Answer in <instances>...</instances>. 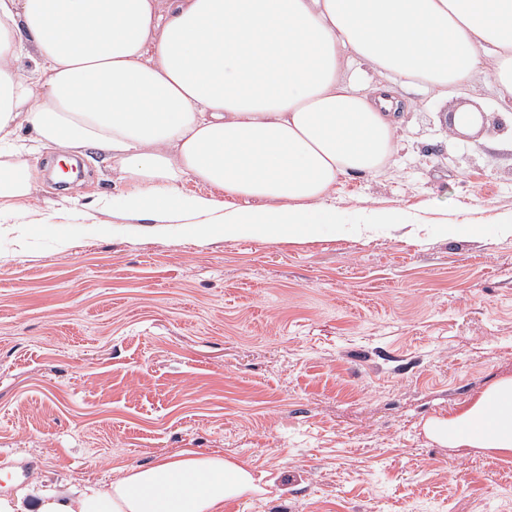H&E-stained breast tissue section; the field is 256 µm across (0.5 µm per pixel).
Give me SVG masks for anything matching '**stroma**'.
<instances>
[{"instance_id":"1","label":"stroma","mask_w":512,"mask_h":512,"mask_svg":"<svg viewBox=\"0 0 512 512\" xmlns=\"http://www.w3.org/2000/svg\"><path fill=\"white\" fill-rule=\"evenodd\" d=\"M403 147L335 203L420 223L279 243L112 210L132 190L84 150L75 180L27 156L36 193L0 223V474L111 481L192 449L247 462L234 512H512V457L433 440L427 421L512 377V238L432 235L512 221V109L483 76L418 88ZM484 128L449 135L464 102ZM403 220V217L400 213H398L395 210H377L372 213H370L367 216V225H373V224H382L387 226H392L395 229H403L407 227L408 225L415 226L411 230L406 231L403 236L410 238L413 237L415 240H418V232L419 228L417 224H401Z\"/></svg>"}]
</instances>
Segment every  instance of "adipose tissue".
Returning a JSON list of instances; mask_svg holds the SVG:
<instances>
[{"label": "adipose tissue", "mask_w": 512, "mask_h": 512, "mask_svg": "<svg viewBox=\"0 0 512 512\" xmlns=\"http://www.w3.org/2000/svg\"><path fill=\"white\" fill-rule=\"evenodd\" d=\"M487 72L512 108V0H0V202L34 191L33 148L93 147L137 183L112 200L129 219L316 237L342 223L340 180L397 152L399 88L444 99ZM429 427L512 455V379ZM258 489L243 462L179 451L107 483L18 489L0 512H223Z\"/></svg>", "instance_id": "obj_1"}]
</instances>
